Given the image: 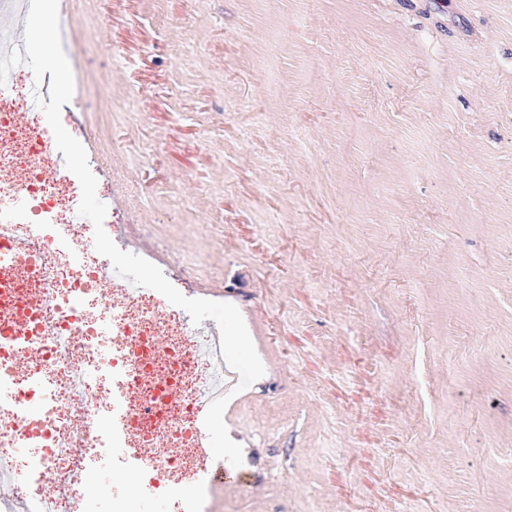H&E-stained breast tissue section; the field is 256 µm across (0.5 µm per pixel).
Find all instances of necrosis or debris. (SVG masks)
<instances>
[{
    "instance_id": "necrosis-or-debris-1",
    "label": "necrosis or debris",
    "mask_w": 512,
    "mask_h": 512,
    "mask_svg": "<svg viewBox=\"0 0 512 512\" xmlns=\"http://www.w3.org/2000/svg\"><path fill=\"white\" fill-rule=\"evenodd\" d=\"M0 93V194L25 193L26 223L15 234L36 245V262L17 274V297H0V462L16 477L14 497L27 512H101L92 462L103 453L124 459L165 450L159 476L194 496L197 512H213V484L203 482L187 448L198 430L195 400L208 383L207 360L185 318L162 298L149 295L114 301L112 291L85 262L88 242L77 229L74 192L78 180L58 170L41 138L10 122L12 113L39 114L32 73L10 75ZM163 348H156V341ZM135 373L138 394L125 416L137 427L127 442L107 444L102 424L115 414L112 395ZM93 393L92 407L73 411L80 384ZM178 425L164 432L157 418ZM25 436H18V429Z\"/></svg>"
}]
</instances>
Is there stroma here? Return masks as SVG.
Here are the masks:
<instances>
[{
  "mask_svg": "<svg viewBox=\"0 0 512 512\" xmlns=\"http://www.w3.org/2000/svg\"><path fill=\"white\" fill-rule=\"evenodd\" d=\"M64 128L264 375L225 512H512V0H65Z\"/></svg>",
  "mask_w": 512,
  "mask_h": 512,
  "instance_id": "1",
  "label": "stroma"
}]
</instances>
